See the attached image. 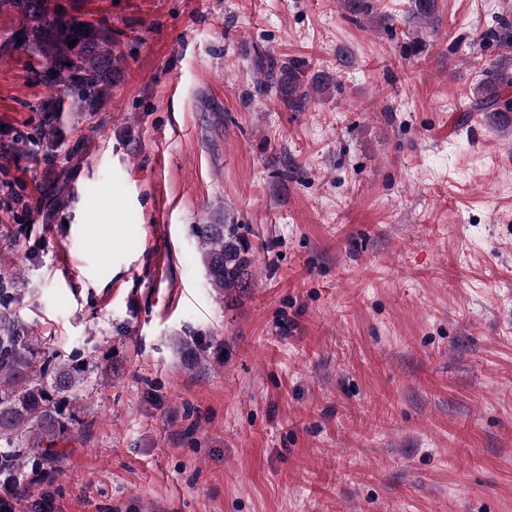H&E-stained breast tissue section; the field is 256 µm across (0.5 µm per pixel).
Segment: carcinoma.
<instances>
[{
  "label": "carcinoma",
  "instance_id": "1",
  "mask_svg": "<svg viewBox=\"0 0 512 512\" xmlns=\"http://www.w3.org/2000/svg\"><path fill=\"white\" fill-rule=\"evenodd\" d=\"M3 8L23 16L10 38L13 47L41 57L46 63L43 81L64 88L54 111H96L110 94L117 70L112 35L64 8L48 12L43 0H0ZM413 14L424 25H437V0H413ZM72 40L76 44L70 47ZM253 72L257 86L276 90L293 112L306 111L315 96L335 85L332 75L280 63L269 51L256 55ZM511 87V80L488 79L479 87L471 109L509 117L512 96L506 91ZM32 144L44 155H54L61 146L58 127H39ZM243 229L242 224L196 225L209 283L220 293L246 285L254 250ZM21 275L17 268L0 275V478L12 484L23 479L26 464L38 470L60 463L63 454L56 449L57 441L77 421L71 407L87 381L86 363L46 354L35 343L31 327L12 308L18 294L4 287L3 280L14 285Z\"/></svg>",
  "mask_w": 512,
  "mask_h": 512
}]
</instances>
